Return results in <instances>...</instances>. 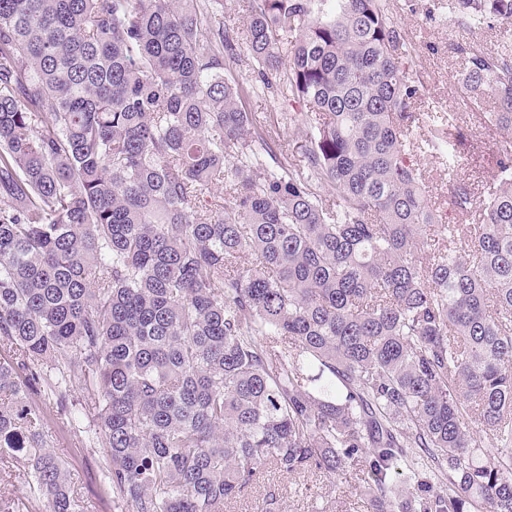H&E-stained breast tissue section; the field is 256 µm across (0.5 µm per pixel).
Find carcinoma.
Here are the masks:
<instances>
[{
  "mask_svg": "<svg viewBox=\"0 0 512 512\" xmlns=\"http://www.w3.org/2000/svg\"><path fill=\"white\" fill-rule=\"evenodd\" d=\"M238 5L243 30L224 0H0V472L29 486L0 512H84L51 408L87 420L113 512L347 467L370 512H512V47L454 45L506 136L477 193L389 0ZM244 107L247 112H266L270 113L274 120L276 117L280 120L281 113L297 112L288 106V103L284 102L280 96L272 95H259L249 96L245 99ZM431 174L434 176V186L436 184V188H438L434 190V195L437 196L438 202L440 203L439 206L438 204L436 205L440 216H442V219L440 220L441 222L443 221V223L445 221V224H456L460 220V217H458L456 212L453 211L451 205L446 202V176L444 175V172H440L439 170L437 173L434 170ZM439 174H441V176Z\"/></svg>",
  "mask_w": 512,
  "mask_h": 512,
  "instance_id": "cac0c4a2",
  "label": "carcinoma"
}]
</instances>
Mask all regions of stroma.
I'll list each match as a JSON object with an SVG mask.
<instances>
[{"label":"stroma","mask_w":512,"mask_h":512,"mask_svg":"<svg viewBox=\"0 0 512 512\" xmlns=\"http://www.w3.org/2000/svg\"><path fill=\"white\" fill-rule=\"evenodd\" d=\"M430 4L431 0H391V9L406 31L423 76V105L428 109L438 106L456 112V124L462 133L458 146L464 159L462 174L475 181L492 171L500 134L495 129L480 127L475 119L476 113L492 110L491 99L474 103L461 96L459 80L464 64L452 45L459 41L491 51L504 36H512V25L504 23L492 30L463 32L446 21L431 19ZM49 433L52 450L67 462L74 488L90 512H112V499L102 491L101 453L86 451L82 446L85 433L58 417H51ZM265 483L281 490L282 512H310L328 491L339 500L351 503L356 512L367 510L362 486L351 470L340 472L332 481L319 476L287 478L269 473Z\"/></svg>","instance_id":"35a3bbf8"}]
</instances>
